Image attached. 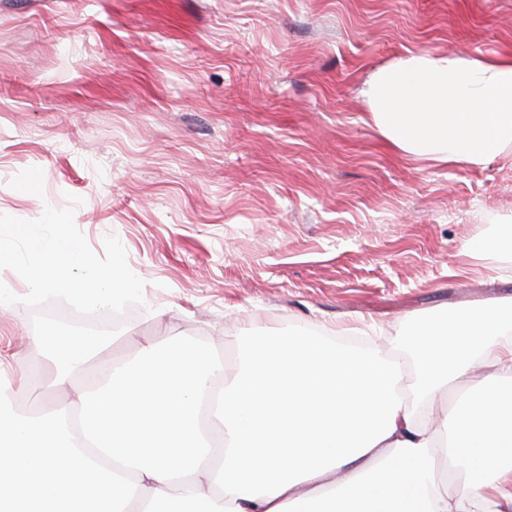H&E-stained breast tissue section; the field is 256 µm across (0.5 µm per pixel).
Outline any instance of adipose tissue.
Returning <instances> with one entry per match:
<instances>
[{
	"label": "adipose tissue",
	"instance_id": "obj_1",
	"mask_svg": "<svg viewBox=\"0 0 512 512\" xmlns=\"http://www.w3.org/2000/svg\"><path fill=\"white\" fill-rule=\"evenodd\" d=\"M360 100L364 123L412 161L512 152V57L410 51ZM105 343L36 338L56 386L88 380L35 418L14 402L41 377L0 372V512H512V300L408 328L406 391L382 350L318 336L245 337L231 373L170 336L86 374ZM478 365L487 379L467 387Z\"/></svg>",
	"mask_w": 512,
	"mask_h": 512
}]
</instances>
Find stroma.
I'll use <instances>...</instances> for the list:
<instances>
[{
	"mask_svg": "<svg viewBox=\"0 0 512 512\" xmlns=\"http://www.w3.org/2000/svg\"><path fill=\"white\" fill-rule=\"evenodd\" d=\"M408 49L512 55V0H0V214L70 206L144 283L108 347L181 336L226 370L241 336L313 330L402 358L412 321L512 298V263L462 254L512 224V154L429 167L361 120ZM32 309L0 362L40 368Z\"/></svg>",
	"mask_w": 512,
	"mask_h": 512,
	"instance_id": "stroma-1",
	"label": "stroma"
}]
</instances>
